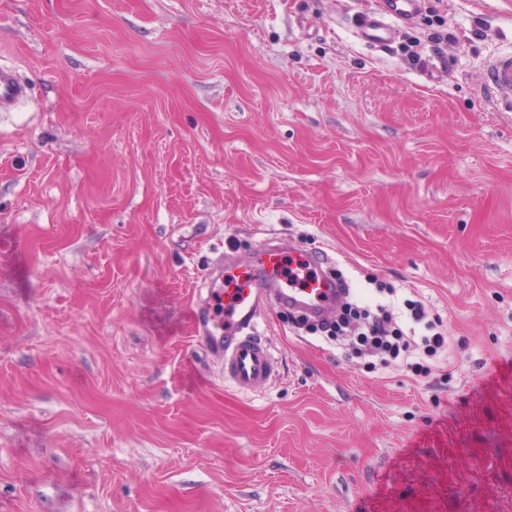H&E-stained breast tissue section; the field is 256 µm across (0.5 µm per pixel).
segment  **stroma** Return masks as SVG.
Masks as SVG:
<instances>
[{
  "label": "stroma",
  "mask_w": 512,
  "mask_h": 512,
  "mask_svg": "<svg viewBox=\"0 0 512 512\" xmlns=\"http://www.w3.org/2000/svg\"><path fill=\"white\" fill-rule=\"evenodd\" d=\"M379 5L0 0V512H512V0ZM267 233L422 301L431 374L281 310L225 385L191 310ZM377 12L360 13L352 19V26L359 40L378 47L392 42L398 23L412 21L418 14L421 0H382ZM484 85L493 93L495 111L512 112V51L487 61ZM26 93V85L17 78L13 69L0 64V110L24 98Z\"/></svg>",
  "instance_id": "stroma-1"
}]
</instances>
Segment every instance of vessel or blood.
<instances>
[{
	"mask_svg": "<svg viewBox=\"0 0 512 512\" xmlns=\"http://www.w3.org/2000/svg\"><path fill=\"white\" fill-rule=\"evenodd\" d=\"M421 0H383L379 11L352 20L359 40L378 47L392 42L399 24L412 21ZM484 84L495 111L512 112V51L488 60ZM27 87L12 68L0 65V110L25 97ZM326 251L284 250L268 236L251 259L207 275L194 309L193 333L224 358V380L241 393L272 381L279 359L256 336L258 320L274 307H285L321 320L331 317L341 299Z\"/></svg>",
	"mask_w": 512,
	"mask_h": 512,
	"instance_id": "vessel-or-blood-1",
	"label": "vessel or blood"
}]
</instances>
